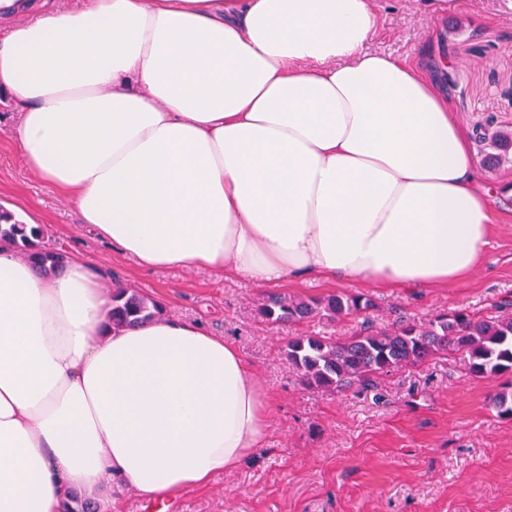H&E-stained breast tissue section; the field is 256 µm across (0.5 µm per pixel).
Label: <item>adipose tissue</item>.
<instances>
[{
	"label": "adipose tissue",
	"mask_w": 512,
	"mask_h": 512,
	"mask_svg": "<svg viewBox=\"0 0 512 512\" xmlns=\"http://www.w3.org/2000/svg\"><path fill=\"white\" fill-rule=\"evenodd\" d=\"M373 0H0L13 141L115 254L266 288H448L493 224L443 91L367 50ZM272 400L201 323L113 329L81 259L0 243V512H64L104 477L148 501L262 448Z\"/></svg>",
	"instance_id": "ef3b65f1"
}]
</instances>
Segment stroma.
Instances as JSON below:
<instances>
[{"label": "stroma", "mask_w": 512, "mask_h": 512, "mask_svg": "<svg viewBox=\"0 0 512 512\" xmlns=\"http://www.w3.org/2000/svg\"><path fill=\"white\" fill-rule=\"evenodd\" d=\"M424 0H374L380 16L367 48L401 58H447L456 72L448 99L472 150L484 132L512 131V0H468L437 15ZM12 112L0 97V205L38 216L44 244L106 271V285L159 301L168 315L203 322L231 340L274 397L267 443L242 467L162 512H512V419L490 406L503 380L472 376L460 355L377 376L368 391L301 385L282 348L288 337L350 336L362 319L387 327L421 323L457 308L478 316L512 293V163L484 170L495 223L484 263L449 288L396 291L351 281L282 284L279 292L321 298L337 291L373 300L365 316L279 325L260 317L263 289L221 282L204 270H140L81 224L76 209L33 174L12 142Z\"/></svg>", "instance_id": "obj_1"}]
</instances>
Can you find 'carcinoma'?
<instances>
[{"label": "carcinoma", "instance_id": "1", "mask_svg": "<svg viewBox=\"0 0 512 512\" xmlns=\"http://www.w3.org/2000/svg\"><path fill=\"white\" fill-rule=\"evenodd\" d=\"M495 153L492 166L512 155V133L500 131L492 136ZM44 231L30 227L0 206V240L9 242L21 254L38 264L47 275L63 267L67 256L42 244ZM371 306L366 298L340 292L322 299H304L269 293L258 314L281 325L319 317L335 321L357 315ZM162 314L151 297L116 287L112 290L108 319L119 328ZM445 352L461 354L470 374L484 378H508V389L492 398L501 418L512 419V301L495 305V314L477 317L466 310L440 314L424 324L398 323L390 329L361 323L344 340L326 336H291L285 344L288 362L300 374L303 385L329 391H345L372 384L376 374L393 368L419 365Z\"/></svg>", "mask_w": 512, "mask_h": 512}]
</instances>
